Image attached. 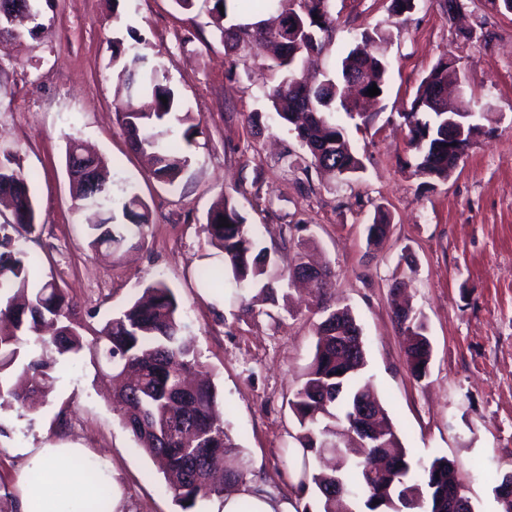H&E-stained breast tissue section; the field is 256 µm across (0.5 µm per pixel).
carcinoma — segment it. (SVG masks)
<instances>
[{"instance_id":"obj_1","label":"carcinoma","mask_w":512,"mask_h":512,"mask_svg":"<svg viewBox=\"0 0 512 512\" xmlns=\"http://www.w3.org/2000/svg\"><path fill=\"white\" fill-rule=\"evenodd\" d=\"M278 14L275 29L260 21L224 26L227 14L213 0L211 12L224 43L234 52L246 50L254 40L271 42L277 54L264 65L280 73L268 99L284 122L295 126L306 155L304 169L311 167L338 174L348 180L362 169V162L349 146L345 130L333 113L367 119L347 100L368 96L375 85L384 90L390 64L375 51L376 44L389 38L382 30L364 34L361 43L341 60L339 74L311 78L299 69L300 61L323 50L332 36L335 19L332 0H264ZM112 70L116 85L117 115L132 150L150 152L151 175L165 185H175L189 164V156L168 141L172 126H184L182 139L191 144L200 133V122L166 85L162 67L151 63L136 46L113 41ZM457 78L453 63L438 61L417 87L411 109L404 114L413 152L414 174L445 182L457 169L465 152L457 151L452 120L470 111L463 100L451 102L437 95L436 87ZM81 160L93 167L95 180L71 182L74 200L80 206L89 197L100 200L98 221L88 225L89 246L119 250L133 237L144 238L149 224L148 207L134 190L120 200L112 197L103 171L105 162L72 142L66 165ZM0 177L16 178L23 191L8 200L13 222L0 225V408L14 400L28 407L27 396L17 392L27 387L28 396L50 390L56 377L54 365L65 355H89L91 364L110 371L101 374L115 386L113 403L119 422L137 447L149 456L164 479L181 512H193L224 488L243 483L245 465L236 454L229 430L224 428V398L217 386L199 379L192 388L184 381L200 367L193 344L182 336L180 302L161 279L143 289L142 296L125 310L84 335L86 328L76 303L53 279L33 283V263L28 253L14 245L6 232L35 230L37 210L30 178L16 163L13 153L0 149ZM120 208L123 224H115L114 210ZM228 226H221L219 218ZM202 232L223 254L220 267H200L196 277L205 288L224 289L229 280L239 288H252L265 301L279 306L280 289L268 276L275 264L266 248L259 247L253 225L246 223L235 204L224 196L209 208ZM315 346L304 381L294 392L290 408L297 422L291 462L299 476L298 488L313 493L317 510L310 504L299 512H348L351 503L358 512H471L458 478L455 462L446 456L429 464H412L396 428L386 423L387 413L371 383L364 377L367 366L365 343L343 357L336 351V337L346 328L358 326L347 307H334L315 289ZM394 319L399 330L413 337L406 363L420 380L427 375L431 350L427 328L410 308H398ZM375 405L384 424L382 438H364L353 423L355 399ZM388 461L386 468L377 461Z\"/></svg>"}]
</instances>
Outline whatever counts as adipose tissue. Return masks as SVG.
Returning a JSON list of instances; mask_svg holds the SVG:
<instances>
[{"label":"adipose tissue","mask_w":512,"mask_h":512,"mask_svg":"<svg viewBox=\"0 0 512 512\" xmlns=\"http://www.w3.org/2000/svg\"><path fill=\"white\" fill-rule=\"evenodd\" d=\"M75 454V449L54 446L27 450L29 474L20 485L18 512H85V502L103 491L112 500V512H122L124 503L114 481L102 486L66 466V459ZM208 512H296V506L294 500L254 483L211 498Z\"/></svg>","instance_id":"1"}]
</instances>
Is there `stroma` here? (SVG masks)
<instances>
[{
	"mask_svg": "<svg viewBox=\"0 0 512 512\" xmlns=\"http://www.w3.org/2000/svg\"><path fill=\"white\" fill-rule=\"evenodd\" d=\"M209 9L208 0L189 12L173 0H53L40 39L0 51V145L32 177L36 231L18 244L34 258L36 278L55 279L93 326L164 279L180 300L185 336L224 398L246 482L298 496L288 401L311 360L316 317L304 292H292L289 310L252 317L232 292L200 288L196 270L222 261L201 226L212 203L229 197L262 246L278 251L280 267L301 252L330 267L327 296L353 310L366 375L412 462L454 460L473 512H499L494 487L512 472V14L491 0H470L465 18L454 20L442 0H417L401 15L391 13L390 0H333L335 27L317 71L335 72L363 32L390 33L380 46L389 77L369 122L358 127L335 115L364 165L346 183L291 167L301 147L267 98L275 81L265 68L268 50L254 43L247 57L228 52ZM116 37L142 39L183 107L202 121L177 188L151 177L116 120L109 66ZM447 56L466 78L471 110L487 113L488 133L448 181L427 186L405 165L402 114ZM73 141L107 160L114 197L132 186L146 202L142 243L111 255L88 248L96 212L78 207L71 193L65 155ZM379 210L389 228L373 245L367 226ZM285 228L294 241L288 249L281 246ZM398 281L432 347L420 380L392 319ZM56 375L36 409L0 408V512H15L23 467L17 448L46 444L107 462L128 512H180L105 399L88 357L61 360Z\"/></svg>",
	"mask_w": 512,
	"mask_h": 512,
	"instance_id": "stroma-1",
	"label": "stroma"
}]
</instances>
